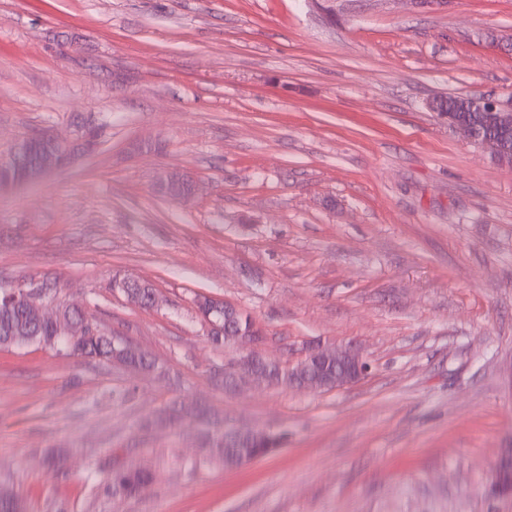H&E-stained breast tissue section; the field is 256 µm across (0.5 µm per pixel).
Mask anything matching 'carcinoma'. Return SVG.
Masks as SVG:
<instances>
[{
	"instance_id": "carcinoma-1",
	"label": "carcinoma",
	"mask_w": 512,
	"mask_h": 512,
	"mask_svg": "<svg viewBox=\"0 0 512 512\" xmlns=\"http://www.w3.org/2000/svg\"><path fill=\"white\" fill-rule=\"evenodd\" d=\"M466 98L445 97L442 99V110L451 111V116L469 121L477 131L489 138L500 141L504 148L512 151V131H500L491 126L483 112H470L465 108ZM66 147L51 140H43L30 144L22 159L19 161L0 163V180L6 182L23 175L27 169H35L43 165V161L50 156L60 155ZM130 296L137 300L139 306L149 307L148 298L152 288L138 281H132L127 288ZM8 289L0 287V346H22L30 343L41 344L60 352L88 357L101 364H110L114 352L121 354L119 363L128 367L154 373L158 375L169 374V368L159 365L136 350L131 344L123 345L114 341L112 332L101 326L88 336L71 341L62 335L60 326L51 321L42 319L37 310L31 307H17L6 299ZM198 311L202 315H210L219 322V330L209 336L214 344H229L238 336L249 332L251 318L235 310L224 311V303L208 297H200L196 302ZM196 421L199 423L198 440L202 448L217 449L227 467L236 466L243 461L266 454L269 449L280 445L282 434L270 431L261 440H247L237 442L224 433V416L213 408L205 405L186 407L173 400L159 408L153 421L141 424L147 431L155 426L176 428L184 422ZM90 478L98 487H104L114 496H135L145 491L150 483V475L142 470L124 469L107 470L97 464L92 467Z\"/></svg>"
}]
</instances>
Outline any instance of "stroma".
Segmentation results:
<instances>
[{
  "label": "stroma",
  "mask_w": 512,
  "mask_h": 512,
  "mask_svg": "<svg viewBox=\"0 0 512 512\" xmlns=\"http://www.w3.org/2000/svg\"><path fill=\"white\" fill-rule=\"evenodd\" d=\"M473 94H512V0H0V159L40 130L99 132L0 191V280L56 277L178 377L0 347V495L27 512H512L488 493L512 448V165L426 107ZM169 174L189 196L161 190ZM199 296L250 316L267 359L355 342L371 372L225 392L236 352L209 341ZM173 399L282 444L228 468L192 427L139 429ZM95 461L151 484L96 490Z\"/></svg>",
  "instance_id": "1"
}]
</instances>
